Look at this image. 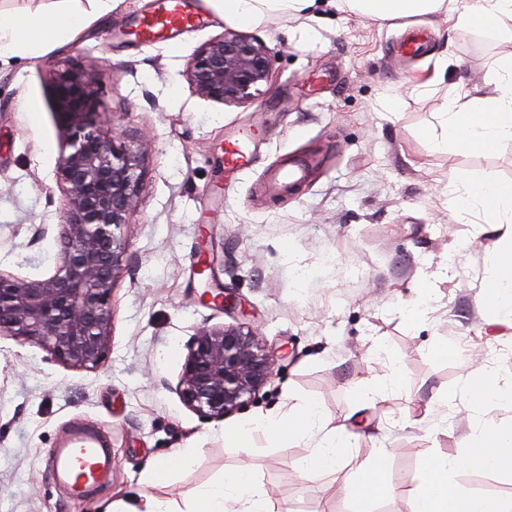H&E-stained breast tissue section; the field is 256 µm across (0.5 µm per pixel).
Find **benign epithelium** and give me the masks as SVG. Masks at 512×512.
Wrapping results in <instances>:
<instances>
[{
	"label": "benign epithelium",
	"mask_w": 512,
	"mask_h": 512,
	"mask_svg": "<svg viewBox=\"0 0 512 512\" xmlns=\"http://www.w3.org/2000/svg\"><path fill=\"white\" fill-rule=\"evenodd\" d=\"M271 49L241 33L203 43L185 77L194 92L220 103H248L268 81ZM103 72L62 71L53 100L61 130L57 181L67 196L54 272L29 280L0 269V335L33 341L75 369H97L112 349V290L123 265L122 233L144 192L150 144L103 127L98 84ZM271 377V356L239 325L198 330L187 346L177 392L207 419L236 411Z\"/></svg>",
	"instance_id": "benign-epithelium-1"
}]
</instances>
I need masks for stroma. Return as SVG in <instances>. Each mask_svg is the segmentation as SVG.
Returning a JSON list of instances; mask_svg holds the SVG:
<instances>
[{
	"label": "stroma",
	"mask_w": 512,
	"mask_h": 512,
	"mask_svg": "<svg viewBox=\"0 0 512 512\" xmlns=\"http://www.w3.org/2000/svg\"><path fill=\"white\" fill-rule=\"evenodd\" d=\"M196 2L205 23L170 39L123 36L155 0H119L75 41L0 57L1 269L31 279L53 270L52 226L66 205L54 176L56 72L102 71L106 118L152 142L124 228L106 363L73 369L0 336V512H125L143 471L184 448L194 462L151 489L172 512L243 466L267 512H410L427 457L462 454L484 420L512 418L511 405L466 395L477 365L512 378V328L485 304L498 235L458 198L477 176L512 182V140L486 153L431 143L457 96L493 94L512 21L477 32L444 12L382 20L304 0L246 26ZM227 32L273 51L253 103L204 100L184 76L198 47ZM241 130L256 132V150L228 185L224 141ZM310 152L323 161L312 181L264 194L274 171ZM41 224L50 231L37 242ZM222 324L256 329L274 363L255 397L208 420L176 386L196 330ZM435 343L449 356H433ZM368 386L382 399L360 403ZM307 401L350 438L336 467L299 475L292 462L309 439L260 437L248 455L224 440L227 427ZM76 422L98 429L113 457L107 484L82 502L50 473L51 448ZM383 448L390 493L363 506L341 495Z\"/></svg>",
	"instance_id": "obj_1"
}]
</instances>
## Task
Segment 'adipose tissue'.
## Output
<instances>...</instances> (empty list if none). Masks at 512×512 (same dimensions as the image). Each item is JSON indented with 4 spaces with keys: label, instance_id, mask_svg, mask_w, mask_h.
Returning <instances> with one entry per match:
<instances>
[{
    "label": "adipose tissue",
    "instance_id": "obj_1",
    "mask_svg": "<svg viewBox=\"0 0 512 512\" xmlns=\"http://www.w3.org/2000/svg\"><path fill=\"white\" fill-rule=\"evenodd\" d=\"M225 15L239 23H257L265 13L296 8L300 0H221ZM349 6L375 18H408L446 12L455 26L474 31L498 27L512 20V0H347ZM113 0H88L87 7H61L33 12L18 9L0 15V54L36 51L42 46L77 38L94 22L109 14ZM492 95L465 93L452 102L435 135L436 148L488 151L512 140V53L499 58L493 72ZM466 200L478 203L487 223L499 234L501 245L490 256L494 276L487 301L497 323L512 327V183L484 177L463 183ZM466 391L477 402H512V381L498 370L482 366L466 381ZM319 437L313 452L296 461L301 472L336 465L348 442L339 428L328 426L316 406L304 404L285 412L246 422L228 431L227 437L251 453L256 437ZM495 471L512 476V421H486L466 441L463 455H445L425 460L412 496L411 512H512V497H490L461 487L456 473L461 468ZM350 500L365 502L388 494L386 457L362 466L357 477L343 488ZM187 512H265L251 485L250 472L240 468L223 483L198 492Z\"/></svg>",
    "mask_w": 512,
    "mask_h": 512
}]
</instances>
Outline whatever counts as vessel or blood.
I'll use <instances>...</instances> for the list:
<instances>
[{"mask_svg": "<svg viewBox=\"0 0 512 512\" xmlns=\"http://www.w3.org/2000/svg\"><path fill=\"white\" fill-rule=\"evenodd\" d=\"M202 15L189 0H160L156 10L139 19L137 33L151 41L165 32L189 24H201ZM250 160L247 141L231 138L224 142V169L235 172ZM53 478L67 486L73 500L84 501L93 496L112 473V451L101 437L83 427H71L66 437L52 451Z\"/></svg>", "mask_w": 512, "mask_h": 512, "instance_id": "b4317fda", "label": "vessel or blood"}]
</instances>
